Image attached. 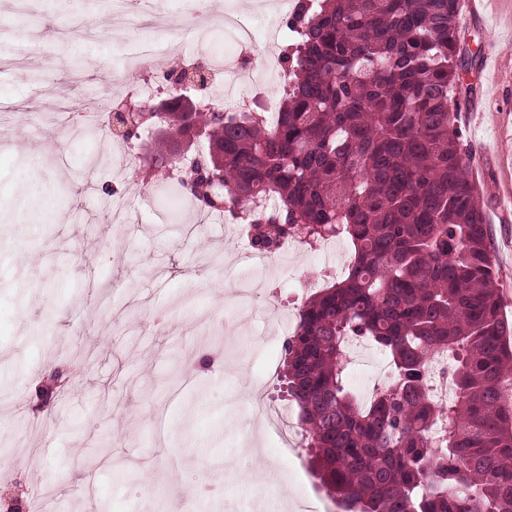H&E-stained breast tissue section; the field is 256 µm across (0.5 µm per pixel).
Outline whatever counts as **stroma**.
<instances>
[{"mask_svg": "<svg viewBox=\"0 0 512 512\" xmlns=\"http://www.w3.org/2000/svg\"><path fill=\"white\" fill-rule=\"evenodd\" d=\"M265 11L278 38L252 52L264 68L288 32L280 0ZM128 39L112 0H0V491L37 512L55 493L61 512H300L324 490L308 451L285 447L261 413L276 396L294 304L324 270L344 275L346 241L249 257L227 213L177 193L144 190L162 134L145 132L117 161L104 129L75 132L67 108L80 88L90 110L127 50L136 87L160 66ZM461 101L484 98L485 117L460 121L476 174L503 313L512 321V14L494 5L460 30ZM499 79L483 96V52ZM124 197L119 224L106 201ZM112 457L93 462L91 449Z\"/></svg>", "mask_w": 512, "mask_h": 512, "instance_id": "obj_1", "label": "stroma"}]
</instances>
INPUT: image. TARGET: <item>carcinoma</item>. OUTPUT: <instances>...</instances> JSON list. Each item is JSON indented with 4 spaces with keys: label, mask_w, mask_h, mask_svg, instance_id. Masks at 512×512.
I'll use <instances>...</instances> for the list:
<instances>
[{
    "label": "carcinoma",
    "mask_w": 512,
    "mask_h": 512,
    "mask_svg": "<svg viewBox=\"0 0 512 512\" xmlns=\"http://www.w3.org/2000/svg\"><path fill=\"white\" fill-rule=\"evenodd\" d=\"M459 0H301L285 19L273 123L247 112L168 106L153 167L208 130L197 168L206 207L250 225L276 253L342 238V278L299 310L283 380L310 463L343 512H512V327L502 313L461 132ZM390 359L397 384L366 403L348 385L347 343ZM456 395L434 401L431 361Z\"/></svg>",
    "instance_id": "1"
}]
</instances>
